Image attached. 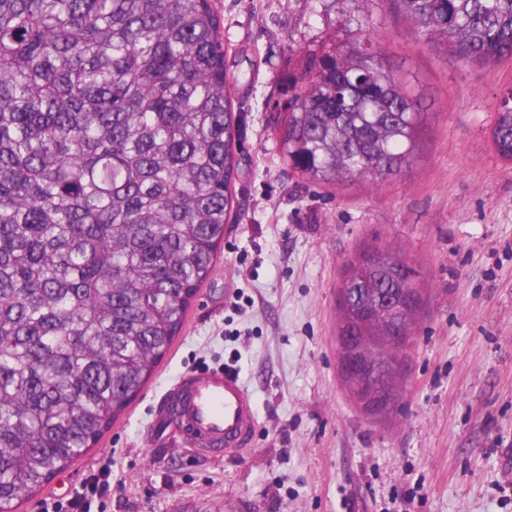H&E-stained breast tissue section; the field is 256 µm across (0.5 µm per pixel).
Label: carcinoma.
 <instances>
[{"instance_id":"1","label":"carcinoma","mask_w":512,"mask_h":512,"mask_svg":"<svg viewBox=\"0 0 512 512\" xmlns=\"http://www.w3.org/2000/svg\"><path fill=\"white\" fill-rule=\"evenodd\" d=\"M465 64L512 57V0H394ZM213 0H0V512L96 444L149 380L224 244L241 108ZM279 141L319 185L409 171L422 91L368 37L288 79ZM491 139L512 162V88ZM369 246L343 288H402Z\"/></svg>"}]
</instances>
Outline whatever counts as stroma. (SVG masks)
Instances as JSON below:
<instances>
[{"instance_id": "35a3bbf8", "label": "stroma", "mask_w": 512, "mask_h": 512, "mask_svg": "<svg viewBox=\"0 0 512 512\" xmlns=\"http://www.w3.org/2000/svg\"><path fill=\"white\" fill-rule=\"evenodd\" d=\"M214 5L244 117L222 253L131 406L17 512L72 497L107 456L104 512H512V162L490 137L512 58L457 62L414 39L388 0ZM349 17L431 110L419 162L378 190L299 178L277 136L289 69ZM376 241L413 264L426 294L386 422L358 410L336 362L342 267ZM215 366L239 372L258 420L252 446L222 457L155 425L181 374Z\"/></svg>"}]
</instances>
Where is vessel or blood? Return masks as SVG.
<instances>
[{
  "instance_id": "1",
  "label": "vessel or blood",
  "mask_w": 512,
  "mask_h": 512,
  "mask_svg": "<svg viewBox=\"0 0 512 512\" xmlns=\"http://www.w3.org/2000/svg\"><path fill=\"white\" fill-rule=\"evenodd\" d=\"M165 401L175 407L168 422L196 441L201 453L247 447L256 433L252 396L234 370L188 372L167 391Z\"/></svg>"
}]
</instances>
